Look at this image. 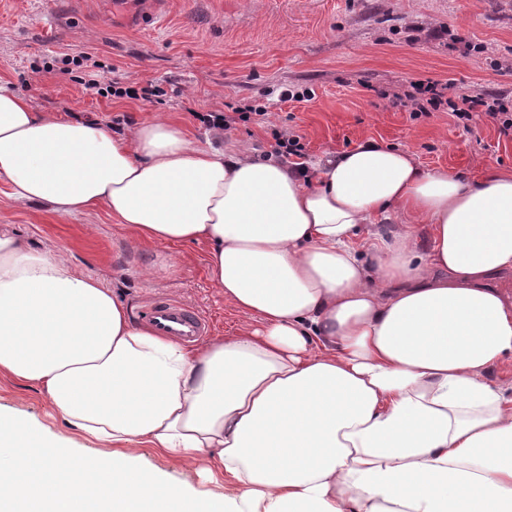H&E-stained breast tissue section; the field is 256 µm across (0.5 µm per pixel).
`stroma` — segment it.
I'll list each match as a JSON object with an SVG mask.
<instances>
[{
    "label": "stroma",
    "instance_id": "obj_1",
    "mask_svg": "<svg viewBox=\"0 0 512 512\" xmlns=\"http://www.w3.org/2000/svg\"><path fill=\"white\" fill-rule=\"evenodd\" d=\"M113 0H0V84L26 92L32 109L109 121L130 136L142 121L164 119L205 148L271 154V128L304 138L306 163L372 139L408 152L422 167L469 176L493 163L512 174V136L480 120L457 126L444 112L411 118L386 92L410 81L453 79L478 91L512 94V74L495 63L512 56V0H168L161 24L135 29L114 21ZM93 55L113 77L178 86L165 104L91 99L69 75L33 76V64L67 53ZM310 100L281 102L286 87ZM262 106V122L215 136L186 112L223 102ZM30 250L64 258L99 278L131 312L154 297L194 305L211 337L249 330L252 320L225 301L207 276L202 244L167 248L140 240L105 210L63 215L44 203L10 197L0 185V225ZM0 409L53 433L64 432L35 387L0 375Z\"/></svg>",
    "mask_w": 512,
    "mask_h": 512
}]
</instances>
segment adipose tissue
<instances>
[{
	"instance_id": "adipose-tissue-1",
	"label": "adipose tissue",
	"mask_w": 512,
	"mask_h": 512,
	"mask_svg": "<svg viewBox=\"0 0 512 512\" xmlns=\"http://www.w3.org/2000/svg\"><path fill=\"white\" fill-rule=\"evenodd\" d=\"M0 183L138 238L203 242L249 333L193 351L0 225V374L37 386L98 454L0 412V512H512V175L428 170L367 141L301 177L179 127L33 111L0 85ZM405 211L433 227L428 257ZM224 479L169 480L133 444Z\"/></svg>"
}]
</instances>
